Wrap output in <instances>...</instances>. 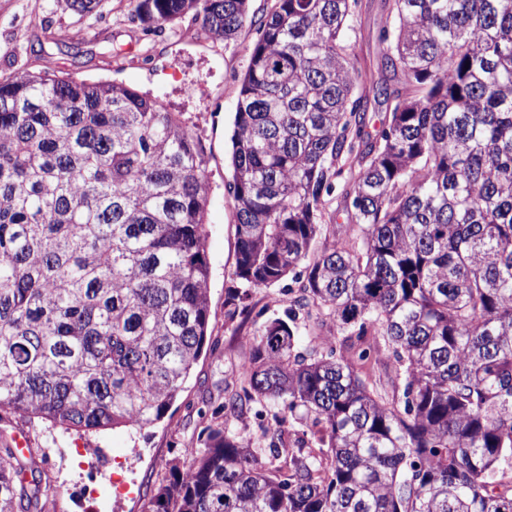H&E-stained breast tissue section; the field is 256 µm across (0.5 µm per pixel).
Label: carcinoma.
Returning a JSON list of instances; mask_svg holds the SVG:
<instances>
[{
    "label": "carcinoma",
    "instance_id": "obj_1",
    "mask_svg": "<svg viewBox=\"0 0 512 512\" xmlns=\"http://www.w3.org/2000/svg\"><path fill=\"white\" fill-rule=\"evenodd\" d=\"M132 3L155 29L190 15L229 42L256 27L225 318L298 284L238 365L224 428L147 512H512V0H391V82L353 62L358 0H275L257 21L247 0ZM205 168L157 96L0 79V411L65 431L165 417L210 323ZM342 214L356 233L338 243ZM250 402L275 422L257 437L230 424ZM50 495L0 440V512H45Z\"/></svg>",
    "mask_w": 512,
    "mask_h": 512
}]
</instances>
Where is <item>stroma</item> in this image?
<instances>
[{
    "label": "stroma",
    "mask_w": 512,
    "mask_h": 512,
    "mask_svg": "<svg viewBox=\"0 0 512 512\" xmlns=\"http://www.w3.org/2000/svg\"><path fill=\"white\" fill-rule=\"evenodd\" d=\"M130 0H103L98 12L79 17L54 0H0V79L21 70L65 71L81 79H108L159 96L181 113L198 134L207 155L211 191L207 207L211 263V320L203 352L184 389L166 416L143 431L52 430L39 418L0 411V430H23L44 477L54 489L49 512H146L157 489L168 480L169 464L184 449L201 447L224 413V379L249 352L252 338L270 317L282 315L287 284L254 291L251 311L235 321L224 318L225 290L235 268V202L225 184L230 177L231 134L236 89L247 68L255 29L244 28L235 41L207 37L191 19L146 30L131 17ZM389 14L388 0H359L348 37L358 66L374 79L379 67V33ZM37 53H30V46ZM86 449L99 471L121 456L126 496L89 501L81 487L89 472L77 449Z\"/></svg>",
    "instance_id": "stroma-1"
}]
</instances>
